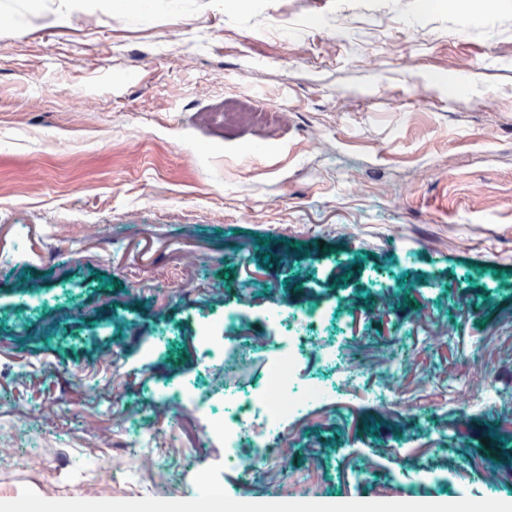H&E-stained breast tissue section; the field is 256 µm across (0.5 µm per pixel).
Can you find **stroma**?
Wrapping results in <instances>:
<instances>
[{
  "label": "stroma",
  "mask_w": 512,
  "mask_h": 512,
  "mask_svg": "<svg viewBox=\"0 0 512 512\" xmlns=\"http://www.w3.org/2000/svg\"><path fill=\"white\" fill-rule=\"evenodd\" d=\"M1 14L16 24L0 28V434L44 466L0 463V512L33 494L43 512H193L202 470L238 506L362 477L389 500L416 493L431 457L439 497L512 502V413L472 406L512 394V0L491 15L485 0H0ZM336 15L361 45L425 39L404 66L357 60L314 24ZM234 93L285 104L287 123L201 122ZM275 298L347 305L366 380L290 422L246 478L150 388L197 370L200 328L225 307L265 344ZM150 337L162 351L144 364ZM397 348L412 359L398 372ZM132 405L155 431L136 444L162 452L149 475L129 461Z\"/></svg>",
  "instance_id": "35a3bbf8"
}]
</instances>
